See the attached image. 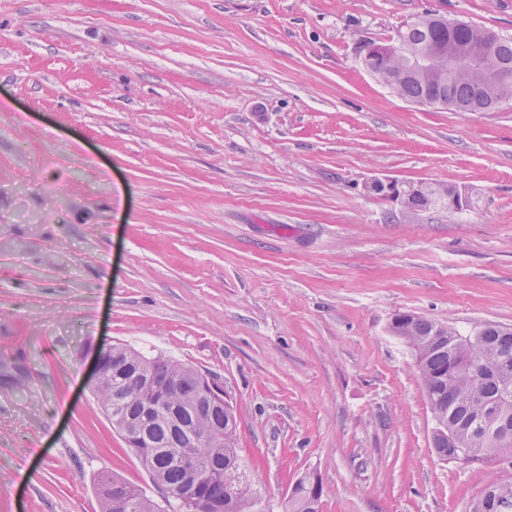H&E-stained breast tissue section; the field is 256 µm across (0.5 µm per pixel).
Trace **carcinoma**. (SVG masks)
Instances as JSON below:
<instances>
[{
    "mask_svg": "<svg viewBox=\"0 0 512 512\" xmlns=\"http://www.w3.org/2000/svg\"><path fill=\"white\" fill-rule=\"evenodd\" d=\"M409 49H420L432 43L454 42L463 46H480L488 52L490 69L504 72L495 82L482 74L460 78L442 77L439 83V105L461 112L491 110L512 100V38L469 23L448 30V18L425 13L403 25L395 35ZM365 67L383 78L400 97L417 101L426 86L402 78L405 56L395 54L381 63L363 56ZM392 332L404 339L416 353L417 370L435 421L432 442L444 459L456 456L448 451V427L455 428L459 447L466 449L467 462L490 456L512 463V335L499 336L493 329L462 335L452 326L423 317L404 324L391 325ZM102 362L109 372L106 383L96 390V398L114 427L139 422L147 434L145 447L153 451L157 487L173 491L171 499L177 512H195L184 495L193 487L189 474L180 466V459L192 454L214 477L205 484L207 500L224 503V512H261L260 496L251 488L243 460L236 448L235 414L214 408L204 401L183 409L182 425L163 416H146L138 399L137 381L130 376L111 375L112 364L138 362L144 372L161 383L160 390L170 402L182 403L181 394L193 381L190 367L165 357L147 358L124 345L103 351ZM464 364L461 371L448 374L449 360ZM208 430L224 432V443L217 448L194 446L190 435ZM313 480L300 481L288 500V512H319L323 488L312 490ZM99 512H116L115 504L126 501L131 512H159L156 503L138 486L125 482L108 472L98 478ZM481 512H512V483L488 485L478 500Z\"/></svg>",
    "mask_w": 512,
    "mask_h": 512,
    "instance_id": "obj_1",
    "label": "carcinoma"
}]
</instances>
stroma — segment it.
<instances>
[{
  "label": "stroma",
  "instance_id": "obj_1",
  "mask_svg": "<svg viewBox=\"0 0 512 512\" xmlns=\"http://www.w3.org/2000/svg\"><path fill=\"white\" fill-rule=\"evenodd\" d=\"M512 0H0V512H172L98 406L115 344L215 376L264 512H472L512 464L440 459L413 313L512 327V101L400 98L368 41ZM453 184L407 211L367 179ZM99 512H116L115 504H131L128 512H159L156 503L138 486L125 482L108 472L98 478ZM313 480H301L294 488L288 500L289 512H319V503L323 495L321 483L317 492L312 490Z\"/></svg>",
  "mask_w": 512,
  "mask_h": 512
}]
</instances>
